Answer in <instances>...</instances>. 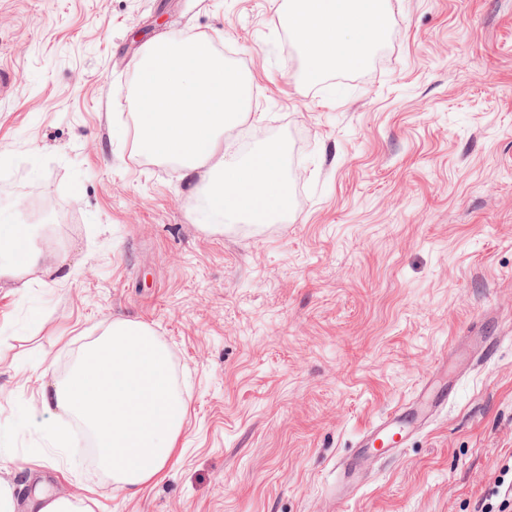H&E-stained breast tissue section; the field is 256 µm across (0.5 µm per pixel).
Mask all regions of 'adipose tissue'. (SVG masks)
Masks as SVG:
<instances>
[{"instance_id": "obj_1", "label": "adipose tissue", "mask_w": 512, "mask_h": 512, "mask_svg": "<svg viewBox=\"0 0 512 512\" xmlns=\"http://www.w3.org/2000/svg\"><path fill=\"white\" fill-rule=\"evenodd\" d=\"M289 25L318 79L340 67L362 64L389 24L388 0H289ZM46 259L34 234L21 225H0V283L29 287ZM46 409L69 413L93 435L103 453L104 477L133 496L167 470L182 432L186 404L173 386L169 354L145 323L114 318L79 350L66 381L42 385ZM28 512H93L86 499L51 492L38 481Z\"/></svg>"}]
</instances>
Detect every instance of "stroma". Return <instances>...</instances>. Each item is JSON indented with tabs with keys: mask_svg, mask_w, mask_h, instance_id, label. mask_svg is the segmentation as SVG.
Segmentation results:
<instances>
[{
	"mask_svg": "<svg viewBox=\"0 0 512 512\" xmlns=\"http://www.w3.org/2000/svg\"><path fill=\"white\" fill-rule=\"evenodd\" d=\"M365 68L307 81L288 0H0V215L62 214L68 280L0 288V479L40 471L93 512H328L360 438L456 378L337 512H480L512 466V0H390ZM208 40L251 78L227 133L288 139L286 221L197 223L195 183L133 142L146 42ZM150 325L186 403L172 465L136 496L40 402L103 321ZM488 354L449 357L465 334ZM76 437L54 466L51 430Z\"/></svg>",
	"mask_w": 512,
	"mask_h": 512,
	"instance_id": "stroma-1",
	"label": "stroma"
}]
</instances>
